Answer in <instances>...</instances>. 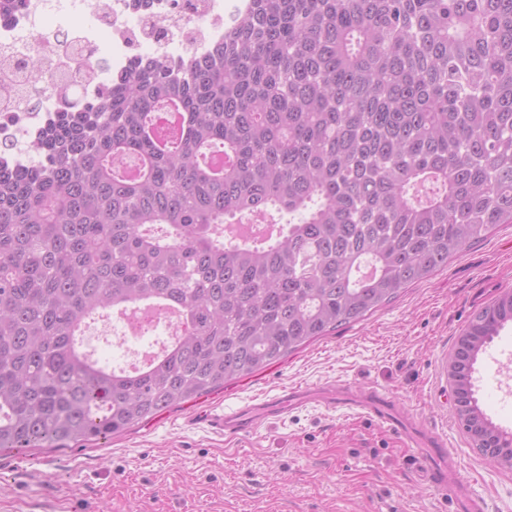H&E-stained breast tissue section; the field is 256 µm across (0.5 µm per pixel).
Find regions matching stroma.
Returning a JSON list of instances; mask_svg holds the SVG:
<instances>
[{
  "mask_svg": "<svg viewBox=\"0 0 512 512\" xmlns=\"http://www.w3.org/2000/svg\"><path fill=\"white\" fill-rule=\"evenodd\" d=\"M512 291V224H501L393 302L224 389L161 412L122 435L67 448H0V512H512V470L490 466L461 432L446 360L473 313ZM512 324L488 344L473 383L481 408L512 430ZM387 389L448 455L409 448L357 409L330 404L336 386ZM294 392L285 420L250 440L210 416Z\"/></svg>",
  "mask_w": 512,
  "mask_h": 512,
  "instance_id": "obj_1",
  "label": "stroma"
}]
</instances>
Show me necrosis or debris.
<instances>
[{
	"label": "necrosis or debris",
	"mask_w": 512,
	"mask_h": 512,
	"mask_svg": "<svg viewBox=\"0 0 512 512\" xmlns=\"http://www.w3.org/2000/svg\"><path fill=\"white\" fill-rule=\"evenodd\" d=\"M52 11L85 13L91 22L62 38L35 24ZM224 23V0H26L22 11L0 21V141L10 144L11 161L33 164L30 133L73 95L99 92L101 63L126 68L146 47L187 61L223 38ZM102 29L112 35L106 57L98 43ZM34 52L42 69L31 75L26 66Z\"/></svg>",
	"instance_id": "necrosis-or-debris-1"
}]
</instances>
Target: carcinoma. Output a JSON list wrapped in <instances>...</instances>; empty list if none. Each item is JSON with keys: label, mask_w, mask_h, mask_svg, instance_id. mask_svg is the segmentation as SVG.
<instances>
[{"label": "carcinoma", "mask_w": 512, "mask_h": 512, "mask_svg": "<svg viewBox=\"0 0 512 512\" xmlns=\"http://www.w3.org/2000/svg\"><path fill=\"white\" fill-rule=\"evenodd\" d=\"M187 134L149 125L168 108ZM0 151V448L105 440L392 302L512 224V0H249L205 54L139 56ZM132 158L139 176H128ZM280 226L228 240L245 215ZM147 301L186 328L140 374L83 348ZM512 292L448 355L458 424L503 443L471 385Z\"/></svg>", "instance_id": "cac0c4a2"}]
</instances>
